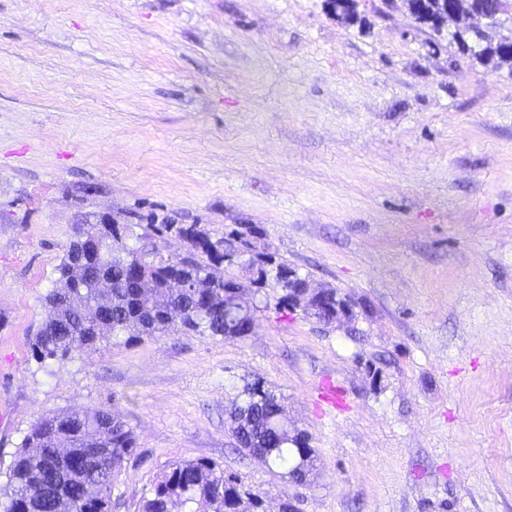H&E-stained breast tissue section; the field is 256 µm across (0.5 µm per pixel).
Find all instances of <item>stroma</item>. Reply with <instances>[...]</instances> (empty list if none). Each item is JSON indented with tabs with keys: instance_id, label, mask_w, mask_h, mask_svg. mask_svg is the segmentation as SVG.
<instances>
[{
	"instance_id": "35a3bbf8",
	"label": "stroma",
	"mask_w": 512,
	"mask_h": 512,
	"mask_svg": "<svg viewBox=\"0 0 512 512\" xmlns=\"http://www.w3.org/2000/svg\"><path fill=\"white\" fill-rule=\"evenodd\" d=\"M0 0V500L47 413L104 408L137 454L112 512L205 458L266 512H512V68L403 0ZM244 235L366 307L323 326L261 298L253 334L31 343L80 225ZM262 381L306 433L304 484L239 454Z\"/></svg>"
}]
</instances>
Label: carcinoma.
Returning a JSON list of instances; mask_svg holds the SVG:
<instances>
[{
	"mask_svg": "<svg viewBox=\"0 0 512 512\" xmlns=\"http://www.w3.org/2000/svg\"><path fill=\"white\" fill-rule=\"evenodd\" d=\"M451 36L474 56L512 64L507 52L488 53L494 43L491 35ZM119 229L118 224L77 229L56 267L55 288L45 297L50 316L33 340L38 357H66L110 336L152 340L182 329L226 339L225 331L239 316L255 314L252 296L264 288L281 291L277 305L288 308V282L280 279L288 265L273 257L262 273L264 288L242 285L247 306L225 301L224 245L236 241L234 233L214 239L196 224H161L155 227L158 236L174 231L184 242L181 251L166 256L157 244L150 249L128 247ZM96 234L102 235L103 250L82 265V237ZM241 396L233 411L240 420L233 426L240 450L278 469L283 479L306 481L316 469L315 449L307 436L284 426L280 399L261 381L245 384ZM135 450L133 432L107 409L46 414L25 436L8 468L12 496L0 502V512H112V484ZM195 501L206 502L211 512H264L260 494L205 459L170 463L142 512H182Z\"/></svg>",
	"mask_w": 512,
	"mask_h": 512,
	"instance_id": "cac0c4a2",
	"label": "carcinoma"
}]
</instances>
